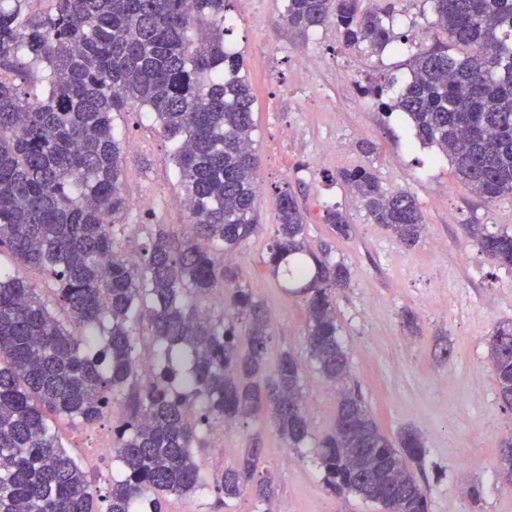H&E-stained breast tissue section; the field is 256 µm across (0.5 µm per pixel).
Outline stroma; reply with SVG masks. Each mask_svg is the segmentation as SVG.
<instances>
[{
    "mask_svg": "<svg viewBox=\"0 0 512 512\" xmlns=\"http://www.w3.org/2000/svg\"><path fill=\"white\" fill-rule=\"evenodd\" d=\"M391 3L394 35L432 41L437 29L428 0ZM284 5L234 0L224 36L240 54L255 98L260 230L236 250L232 264L240 283L269 312L267 363L276 365L285 351L296 356L310 431L321 438L336 418V390L309 358L305 299L287 293L267 265L277 200L286 189L306 212L313 251L330 250L351 271L349 286L334 298L349 384L390 438L412 429L424 439L417 477L428 512H512V486L495 473L501 442L512 436V410L497 395L488 345L496 326L512 322V267L489 260L468 232L473 224L512 232V197L493 203L477 197L454 177L443 154L414 139L405 118L360 93L372 75L403 74L405 52L393 45L380 52L347 47L331 23L305 32L289 28L281 20ZM112 124L126 157L124 249L136 259L152 225L178 234L187 217L175 204L181 187L168 161L170 143L153 114L133 109L114 114ZM363 167L385 189H403L417 199L427 230L414 246L372 223L340 180V172ZM330 208L346 214L350 238H336L325 223ZM409 312L417 317L418 334L403 325ZM122 418L116 406L94 426L59 425L102 496L118 465L111 456H97L95 445ZM253 450L260 457L259 475L272 484L270 501H258L250 489L228 501L210 489L169 498L167 512H382L354 493L328 489L312 456L290 448L261 416L213 428L197 461L211 476ZM474 485L481 491L476 503L467 495Z\"/></svg>",
    "mask_w": 512,
    "mask_h": 512,
    "instance_id": "35a3bbf8",
    "label": "stroma"
}]
</instances>
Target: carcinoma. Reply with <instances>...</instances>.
<instances>
[{
	"instance_id": "cac0c4a2",
	"label": "carcinoma",
	"mask_w": 512,
	"mask_h": 512,
	"mask_svg": "<svg viewBox=\"0 0 512 512\" xmlns=\"http://www.w3.org/2000/svg\"><path fill=\"white\" fill-rule=\"evenodd\" d=\"M27 0H0V247L47 277L42 289L0 270V512H164L171 496L211 487L239 497L257 456L207 482L196 460L217 423L265 410L291 447L310 438L301 365L283 354L265 367L267 311L227 262L258 231L253 153L255 98L239 53L224 45L231 0H52L31 16ZM445 34L404 63L409 78L381 73L364 92L408 120L421 145L448 158L457 179L487 202L512 196V0H429ZM289 26L333 22L343 43L377 51L393 34L390 5L360 0H286ZM46 82L41 99L22 84ZM146 107L172 143L189 231L163 228L135 261L122 249L128 204L124 154L112 114ZM373 223L415 245L423 215L408 191H386L366 169L340 174ZM325 222L339 238L351 225L339 211ZM305 211L280 192L270 272L307 302L306 344L323 378L338 387L336 420L313 453L323 482L388 512H428L412 473L424 442L413 430L384 435L361 400L341 387L347 352L333 297L350 271L305 236ZM471 234L489 259L512 258V233ZM225 292L231 312L199 299ZM154 344L149 380L137 330ZM499 397L512 409V323L489 339ZM126 408L112 432L121 477L97 506L88 473L49 418L88 424ZM396 467L393 487L370 473Z\"/></svg>"
}]
</instances>
